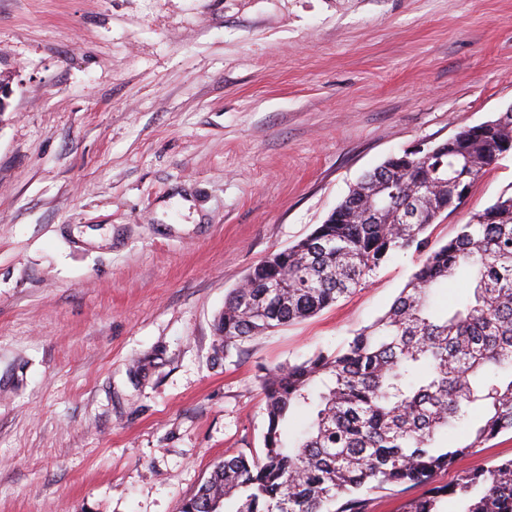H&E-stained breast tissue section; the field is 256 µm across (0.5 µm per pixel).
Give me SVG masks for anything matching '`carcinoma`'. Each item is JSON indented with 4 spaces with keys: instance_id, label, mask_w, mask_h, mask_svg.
Segmentation results:
<instances>
[{
    "instance_id": "cac0c4a2",
    "label": "carcinoma",
    "mask_w": 512,
    "mask_h": 512,
    "mask_svg": "<svg viewBox=\"0 0 512 512\" xmlns=\"http://www.w3.org/2000/svg\"><path fill=\"white\" fill-rule=\"evenodd\" d=\"M512 151V112L464 129L430 154L393 156L365 174L323 224L251 268L224 302L228 347L311 317L397 256L416 269L388 311L334 351L259 376L263 450L220 461L180 512H369L371 492L422 485L401 512H512V459L436 485L437 474L512 432V194L458 225L442 245L426 232L455 211L485 169ZM418 195L429 222H403ZM471 291L438 309L448 278ZM305 427L290 434L295 414ZM463 426L462 440L448 429Z\"/></svg>"
}]
</instances>
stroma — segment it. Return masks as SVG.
<instances>
[{
    "instance_id": "obj_1",
    "label": "stroma",
    "mask_w": 512,
    "mask_h": 512,
    "mask_svg": "<svg viewBox=\"0 0 512 512\" xmlns=\"http://www.w3.org/2000/svg\"><path fill=\"white\" fill-rule=\"evenodd\" d=\"M0 79V512H179L260 452L261 368L336 349L415 264L229 348L225 297L365 172L512 108V0H0ZM506 191L512 153L431 241Z\"/></svg>"
}]
</instances>
